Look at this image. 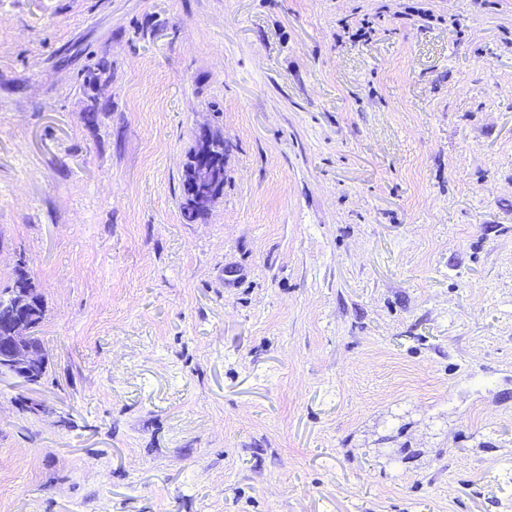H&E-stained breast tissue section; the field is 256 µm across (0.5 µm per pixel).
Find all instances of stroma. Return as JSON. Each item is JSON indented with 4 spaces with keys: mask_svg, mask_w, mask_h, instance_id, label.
I'll use <instances>...</instances> for the list:
<instances>
[{
    "mask_svg": "<svg viewBox=\"0 0 512 512\" xmlns=\"http://www.w3.org/2000/svg\"><path fill=\"white\" fill-rule=\"evenodd\" d=\"M20 265L0 512H512V0H0ZM193 169L189 195L195 196L200 190L205 192L212 178L213 159L207 151L199 152L192 159ZM35 293L11 295L12 320L0 331V372H8L25 381L36 379L38 370L47 364L43 347L31 343L35 329L31 315L39 307Z\"/></svg>",
    "mask_w": 512,
    "mask_h": 512,
    "instance_id": "1",
    "label": "stroma"
}]
</instances>
